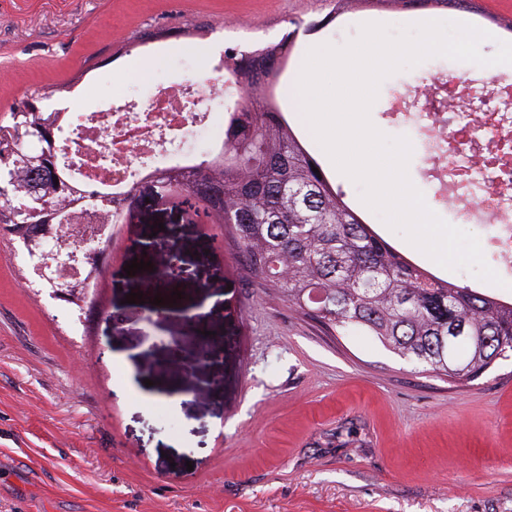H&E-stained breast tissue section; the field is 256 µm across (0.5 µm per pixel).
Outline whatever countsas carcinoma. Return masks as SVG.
<instances>
[{
	"label": "carcinoma",
	"mask_w": 512,
	"mask_h": 512,
	"mask_svg": "<svg viewBox=\"0 0 512 512\" xmlns=\"http://www.w3.org/2000/svg\"><path fill=\"white\" fill-rule=\"evenodd\" d=\"M293 40L253 53L224 49V70L243 94L225 106L224 153L187 172L156 170V181L205 202L235 231L251 273L269 279L328 328H356L395 353L453 381L479 377L512 352V303L427 273L404 259L334 191L321 165L302 147L273 106ZM59 113H12L0 137L56 130ZM319 172H314V169ZM42 204L35 224L17 220L18 206L0 200V228L24 243L60 224L57 198L66 179L59 164L40 167Z\"/></svg>",
	"instance_id": "1"
}]
</instances>
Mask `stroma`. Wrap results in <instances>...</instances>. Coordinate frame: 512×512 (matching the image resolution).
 Masks as SVG:
<instances>
[{
    "label": "stroma",
    "mask_w": 512,
    "mask_h": 512,
    "mask_svg": "<svg viewBox=\"0 0 512 512\" xmlns=\"http://www.w3.org/2000/svg\"><path fill=\"white\" fill-rule=\"evenodd\" d=\"M435 16L491 32L480 50L512 42V0L397 10L387 0H0V125L26 98L42 111L99 112L146 103L159 89L218 79L229 41L278 43L295 20L294 59L315 44L343 46L365 23L399 29ZM147 61L148 76L126 72ZM477 65L443 57L402 69L379 87L370 120L415 139L412 115L391 119L396 91ZM224 97L204 96L207 126L182 150L209 159L224 136ZM385 241L404 238L331 176ZM137 223L120 225L81 305L55 297L22 239L0 229V512H512V357L457 383L356 329L325 328L245 266L231 231L189 224L137 181ZM177 237L188 270L181 299L145 320L146 272L125 275L148 241ZM141 293V303L124 298ZM207 309L209 343L181 310ZM196 359L169 361L172 341ZM133 383L126 397L113 386Z\"/></svg>",
    "instance_id": "35a3bbf8"
}]
</instances>
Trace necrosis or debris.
<instances>
[{
  "label": "necrosis or debris",
  "instance_id": "1",
  "mask_svg": "<svg viewBox=\"0 0 512 512\" xmlns=\"http://www.w3.org/2000/svg\"><path fill=\"white\" fill-rule=\"evenodd\" d=\"M197 96L192 86L167 87L146 106L128 101L66 121L78 144L72 158L79 185L112 192V209L121 212L122 193L133 177L149 173L148 158L165 151L188 128L206 123ZM506 99L512 100V90L493 81L486 83L477 109L464 104L462 96L431 86L415 96V119L430 146L425 163L436 185V203L461 221H481L489 231L486 253L512 270V159L503 158L512 150V113L501 109Z\"/></svg>",
  "mask_w": 512,
  "mask_h": 512
}]
</instances>
